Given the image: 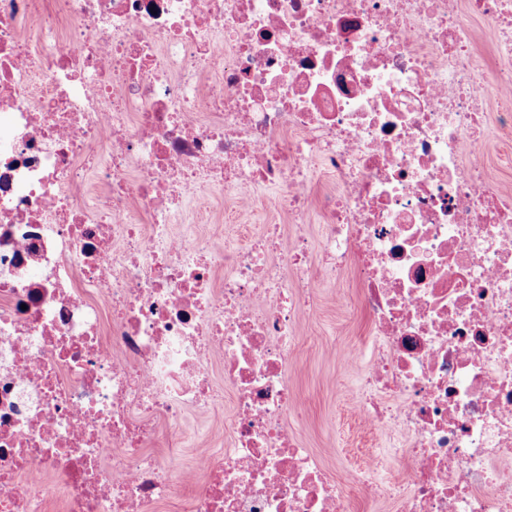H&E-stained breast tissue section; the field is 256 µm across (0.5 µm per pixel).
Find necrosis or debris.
Instances as JSON below:
<instances>
[{
	"instance_id": "obj_1",
	"label": "necrosis or debris",
	"mask_w": 512,
	"mask_h": 512,
	"mask_svg": "<svg viewBox=\"0 0 512 512\" xmlns=\"http://www.w3.org/2000/svg\"><path fill=\"white\" fill-rule=\"evenodd\" d=\"M494 100L511 135L512 0H0V512H147L186 486V512H512V195L479 146ZM259 185L292 233L218 243L186 223L189 200L243 212ZM348 270L376 341L338 355L390 447L343 481L288 433V370L310 288ZM226 402L194 470L149 455ZM466 25L472 36L476 63L481 69H485L484 62L494 55V48L487 31V25L473 17L466 19Z\"/></svg>"
}]
</instances>
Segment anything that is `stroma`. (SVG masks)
<instances>
[{"mask_svg": "<svg viewBox=\"0 0 512 512\" xmlns=\"http://www.w3.org/2000/svg\"><path fill=\"white\" fill-rule=\"evenodd\" d=\"M482 149L491 176L512 193V167L502 165L505 154H512V137H504L495 122L486 125ZM271 190L255 192L252 215L232 216L225 197L215 195L203 206L187 203V212L196 214L201 229L223 239L233 225H240L249 237L261 235L270 224H287L285 214L274 206ZM300 353L291 378L303 403L299 417L290 419L289 430L317 455L324 466L338 475L360 463L371 450H381L384 439L365 432L350 416L348 399L355 388L361 368L338 357L337 345H355L370 353L369 327L356 305V283L352 273L340 280L322 279L318 288L315 319L299 332ZM186 443L177 450L182 468H192L198 455L221 447L224 439L221 412L189 413L184 424Z\"/></svg>", "mask_w": 512, "mask_h": 512, "instance_id": "stroma-1", "label": "stroma"}]
</instances>
